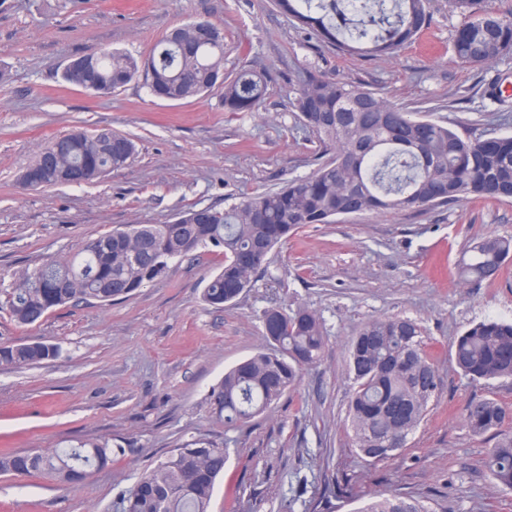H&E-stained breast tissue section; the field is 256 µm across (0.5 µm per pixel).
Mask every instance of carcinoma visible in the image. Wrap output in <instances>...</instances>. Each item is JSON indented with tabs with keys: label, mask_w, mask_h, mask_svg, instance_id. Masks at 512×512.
Segmentation results:
<instances>
[{
	"label": "carcinoma",
	"mask_w": 512,
	"mask_h": 512,
	"mask_svg": "<svg viewBox=\"0 0 512 512\" xmlns=\"http://www.w3.org/2000/svg\"><path fill=\"white\" fill-rule=\"evenodd\" d=\"M488 0H450L464 23L453 39L455 58L484 67L512 56V11ZM275 6L323 42L343 52L396 54L431 20L430 0H275ZM199 21L166 33L148 57L102 49L90 71L66 68L63 79L105 96L142 75L161 100L192 99L223 90L226 112H251L266 94V77L243 68L224 74V32ZM291 107L326 156L310 175L275 191L234 201L222 210L191 207L165 224H129L87 241L69 260L48 258L19 278L8 293L11 317L33 325L58 307L123 299L164 277L168 263L203 250L222 253L224 264L203 289L216 308L237 300L252 276L270 264L280 242L310 224L339 216L400 212L449 202H512V135L462 136L351 81L314 66L294 85ZM130 138L110 129L72 131L49 140L22 176L31 186L81 185L129 165ZM512 261V237L490 233L457 264L464 283H493ZM261 350L224 372L209 394L212 416L227 426L244 424L276 405L301 372L319 363L327 345L323 321L299 306L268 308ZM42 342L0 345V365H37L57 356ZM464 378L512 382V320L488 318L467 327L451 347ZM350 380L347 421L352 444L367 463L394 457L424 421L441 378L417 323L401 317L366 321L346 349ZM512 412L497 399L470 401L468 431L494 437L484 458L493 482L512 490ZM228 449L206 436L170 449L123 493L124 512H209ZM112 460L108 442L85 440L46 452L0 453V475L40 472L76 486ZM360 512H434L424 501L398 492L380 493Z\"/></svg>",
	"instance_id": "carcinoma-1"
}]
</instances>
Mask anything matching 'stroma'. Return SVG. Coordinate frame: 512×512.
I'll return each instance as SVG.
<instances>
[{"mask_svg":"<svg viewBox=\"0 0 512 512\" xmlns=\"http://www.w3.org/2000/svg\"><path fill=\"white\" fill-rule=\"evenodd\" d=\"M391 58L349 55L293 25L271 0H0V344L42 341L51 361L0 367V451L66 447L76 438L124 440L122 452L83 484L44 475H0V512H121L122 495L168 449L197 435L229 451L210 512H313L329 499L353 512L398 491L439 512H512V491L487 476L492 438L471 436L466 403L491 396L512 410V385L472 382L450 348L469 323L512 319V263L500 280L460 285L455 263L476 239L512 235V203H450L371 213L300 229L271 254L247 291L221 309L202 291L223 257L199 253L109 305L69 304L41 322H14L5 292L47 257L125 224H163L197 205L279 188L318 166L317 147L290 106L308 65L364 84L460 135L512 132V59L475 69L452 52L463 19L448 0ZM205 19L224 30V69L265 73L253 112L225 111L220 92L182 102L153 98L144 78L106 97L67 84L74 57L107 47L144 56L170 29ZM81 127L132 138V163L80 186H19L51 138ZM322 318V361L271 411L227 428L207 395L226 369L264 348L260 317L271 305ZM400 316L424 330L441 391L407 448L370 465L346 432L345 346L367 320Z\"/></svg>","mask_w":512,"mask_h":512,"instance_id":"obj_1","label":"stroma"}]
</instances>
